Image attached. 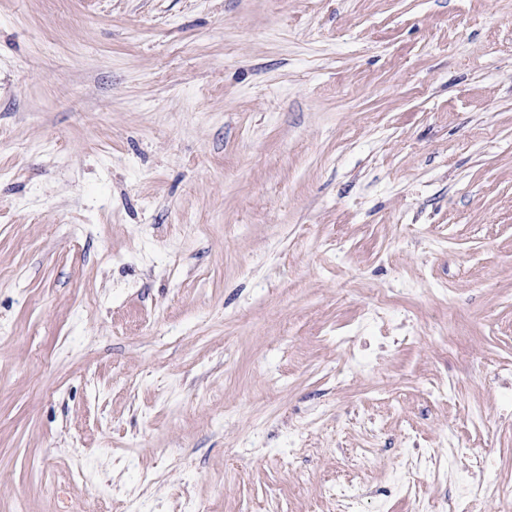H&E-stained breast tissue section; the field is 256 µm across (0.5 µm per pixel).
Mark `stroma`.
<instances>
[{"instance_id":"1","label":"stroma","mask_w":512,"mask_h":512,"mask_svg":"<svg viewBox=\"0 0 512 512\" xmlns=\"http://www.w3.org/2000/svg\"><path fill=\"white\" fill-rule=\"evenodd\" d=\"M364 447L361 512L512 479V0H0V512Z\"/></svg>"}]
</instances>
